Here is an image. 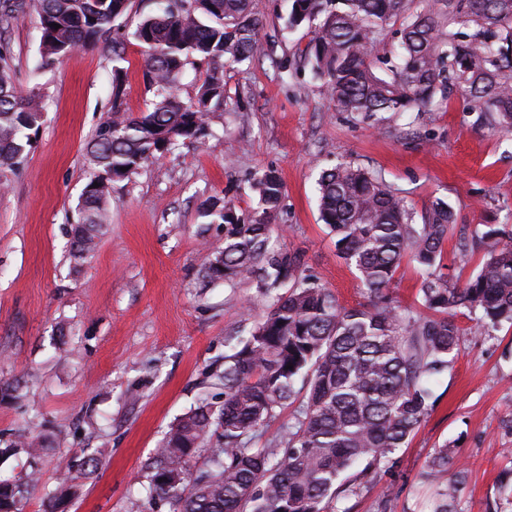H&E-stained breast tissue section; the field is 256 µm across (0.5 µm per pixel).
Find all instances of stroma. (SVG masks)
<instances>
[{
	"label": "stroma",
	"mask_w": 512,
	"mask_h": 512,
	"mask_svg": "<svg viewBox=\"0 0 512 512\" xmlns=\"http://www.w3.org/2000/svg\"><path fill=\"white\" fill-rule=\"evenodd\" d=\"M253 6L264 21L263 52L224 71L240 108L209 114V141L179 145L113 183L108 222L77 270L70 226L91 172L86 146L111 115L112 52L82 48L43 69L34 10L0 32L17 87L43 95L35 143L0 183V478L19 485L20 512H45L55 493L66 494V512H145L147 461L202 395L222 393L229 337L248 335L266 311L253 282L202 276L204 254L224 248V227L202 223L199 207L227 195L238 212H251L255 169L276 170L283 185L275 246L298 253L349 309L368 300L318 203L317 180L336 161L381 172L417 215L435 200L448 203L450 277L467 279L482 257L474 250L460 267V236L482 224L512 225V131L478 123L463 89L439 109L390 113L372 128L336 111L324 82L302 68L311 31L287 26L289 0ZM115 38L126 59L124 107L135 115L153 92L140 46L124 29ZM456 321L459 358L434 383L433 411L398 452L391 496L373 480L331 501L328 512H431L434 489L421 474L445 443L468 469L460 512H490L512 467V328L475 336L465 315ZM23 434L45 439L44 448L29 454ZM68 461L81 471L72 490L62 476Z\"/></svg>",
	"instance_id": "stroma-1"
}]
</instances>
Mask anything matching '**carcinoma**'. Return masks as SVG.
I'll return each mask as SVG.
<instances>
[{"label":"carcinoma","mask_w":512,"mask_h":512,"mask_svg":"<svg viewBox=\"0 0 512 512\" xmlns=\"http://www.w3.org/2000/svg\"><path fill=\"white\" fill-rule=\"evenodd\" d=\"M414 0H292L288 25L312 28L302 67L323 80L336 111L376 126L387 112H426L438 95L459 86L471 111L491 127L512 130V0H443L439 13ZM129 0H0V26L27 7L41 25L40 67L77 48L108 41ZM133 37L143 49L154 89L137 116L123 107V67L113 51L112 117L87 145L89 181L72 225L70 260L83 265L106 221L112 182L160 159L179 143L209 136L207 117L231 104L224 68L263 53L252 0H150ZM467 28L448 30V20ZM60 28L53 27V24ZM398 51L386 50V39ZM210 64L194 101L177 80L186 66ZM41 94L21 92L10 50L0 47V175L16 170L39 128ZM320 216L336 249L354 268L369 306L342 307L305 273L299 256L272 244L283 187L277 172L257 169L250 188L257 207L238 214L233 200L199 209L207 224L224 225V250L202 266L212 282H255L268 312L250 336L224 356L222 404L202 401L172 425L146 464L148 512H326L325 502L351 495L368 479L381 480L398 463L435 405L432 384L451 371L460 352L462 309L483 334L512 328V229L485 224L459 243L463 260L473 246L484 256L462 285L443 272L444 245L455 227L438 199L423 222L404 192L380 173L348 161L322 172ZM420 270L422 316L394 303L389 288L403 259ZM285 292H280V289ZM293 368H287V365ZM305 395L288 427L283 451L258 448L259 431L278 410ZM224 436L205 467L191 470L210 437ZM436 488L432 512H459L467 470L454 465L448 445L436 449L424 474ZM19 487L0 481V512H17Z\"/></svg>","instance_id":"cac0c4a2"}]
</instances>
